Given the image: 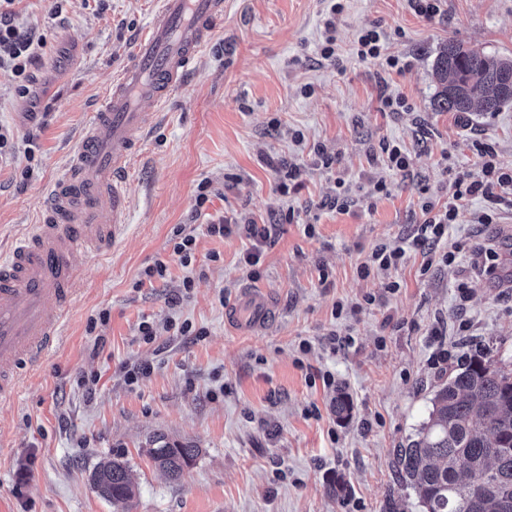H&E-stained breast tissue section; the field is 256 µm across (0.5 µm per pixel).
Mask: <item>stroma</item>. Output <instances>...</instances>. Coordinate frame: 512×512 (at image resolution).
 I'll return each mask as SVG.
<instances>
[{"label": "stroma", "instance_id": "stroma-1", "mask_svg": "<svg viewBox=\"0 0 512 512\" xmlns=\"http://www.w3.org/2000/svg\"><path fill=\"white\" fill-rule=\"evenodd\" d=\"M160 2L15 0L11 20L38 47L31 94L20 96L0 73V127L10 133L0 155V253L41 221L45 186L70 163L88 113L130 62ZM327 7L224 0V20L184 91L158 107L131 159L122 235L108 251L78 257L63 336L15 395L0 396V512H113L91 481L105 458L133 475L131 512H420L399 485L397 448L463 363L486 354L512 364V223H473L489 208L476 198L449 227V243L494 245L499 257L482 272L465 251L428 270L412 251L391 272L400 288L390 293L358 267L376 246L413 231L425 197L447 200L450 172L477 168L473 142L489 144L498 165L512 169V104L465 119L435 111L432 77L451 40L512 59V0H443L433 17L407 0H344L333 61L319 52ZM373 26L407 69L385 71L357 56V36ZM387 95L404 98L407 110L384 111ZM386 142L401 146L407 170L382 164ZM318 144L331 168L315 156ZM281 160L302 169L301 188L285 195ZM340 178L358 186L354 203L323 208ZM205 179L214 197L194 222ZM380 179L388 194L375 192ZM290 210L293 221L281 223ZM231 214L278 223L260 278L241 261L246 238L206 233L207 222ZM180 224L196 237L188 269L173 257ZM158 258L168 262L166 279L140 285ZM254 287L268 293L274 314L263 329L234 334L224 310ZM340 300L349 308L338 317ZM144 320L153 342L140 336ZM173 320L192 324L194 335H173ZM144 362L151 375L126 385L125 367ZM94 374L93 389L78 386ZM340 391L353 404L346 420L332 411ZM160 435L200 450L181 480L145 453ZM339 479L343 491L331 493Z\"/></svg>", "mask_w": 512, "mask_h": 512}]
</instances>
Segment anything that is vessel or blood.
<instances>
[{
	"label": "vessel or blood",
	"instance_id": "obj_1",
	"mask_svg": "<svg viewBox=\"0 0 512 512\" xmlns=\"http://www.w3.org/2000/svg\"><path fill=\"white\" fill-rule=\"evenodd\" d=\"M224 19V0H162L132 60L85 125L66 173L50 185L41 224L0 257V395L48 352L76 295L81 252L109 249L128 208L127 162L151 127L146 103L184 84L190 63ZM266 293L245 291L225 321L241 333L265 324Z\"/></svg>",
	"mask_w": 512,
	"mask_h": 512
}]
</instances>
